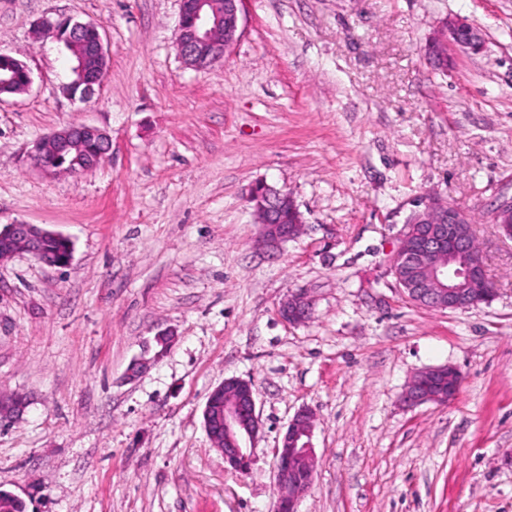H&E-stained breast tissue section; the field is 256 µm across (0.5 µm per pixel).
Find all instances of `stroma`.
I'll return each instance as SVG.
<instances>
[{"label": "stroma", "mask_w": 512, "mask_h": 512, "mask_svg": "<svg viewBox=\"0 0 512 512\" xmlns=\"http://www.w3.org/2000/svg\"><path fill=\"white\" fill-rule=\"evenodd\" d=\"M180 0H0V52L32 84L0 98V226L68 238V266L0 264V392L27 398L0 429V490L26 512H273L275 450L315 416L317 470L297 512H512V0H245L215 66L178 56ZM48 18L93 22L109 55L70 99ZM480 53L435 70L445 20ZM108 132L92 171L44 174L35 142L73 123ZM292 193L303 232L261 248L248 188ZM474 219L495 297L435 310L388 259L426 198ZM293 292L311 318L284 321ZM175 342L135 378L155 336ZM461 375L448 405L405 407L427 368ZM253 384L262 431L246 473L203 424L208 394ZM437 46H436V45ZM428 45L431 48L438 47L442 54H447L448 48L468 53H478L482 49L480 34L471 23L466 20L446 21L437 36L432 38ZM427 56L438 64L448 65V56L433 50H426Z\"/></svg>", "instance_id": "1"}]
</instances>
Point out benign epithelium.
<instances>
[{"label": "benign epithelium", "mask_w": 512, "mask_h": 512, "mask_svg": "<svg viewBox=\"0 0 512 512\" xmlns=\"http://www.w3.org/2000/svg\"><path fill=\"white\" fill-rule=\"evenodd\" d=\"M243 0H181V13L176 32L179 56L185 65L206 68L222 59L241 34ZM38 32L64 45L76 57L72 66L74 80L68 93L81 99L101 85L107 66V53L100 32L101 25L82 22H36ZM428 45L445 54L448 48L468 53L482 49L480 34L466 20H450L443 24ZM0 97L22 92L32 83L31 73L20 59L0 53ZM91 147L96 152L78 172L99 166L111 150L108 133L85 123L57 130L36 143L31 154L33 164L53 171L48 157L60 158L76 149ZM248 202L253 204L255 223L260 225V243L276 247L299 234L300 225L283 224L281 217L301 218L292 194L268 184L251 188ZM512 216V197L499 200L493 219L498 221L501 235L512 239V227L500 222ZM419 223L407 224L397 248L389 258L390 271L409 300L441 310L465 309L475 303V289L488 282L486 267L479 255L473 226L465 211L430 200L417 212ZM47 238L60 235L34 224H5L0 227V262L19 251L38 258L40 245ZM280 316L289 323H303L312 314L311 302L302 293H291L279 308ZM460 376L455 367L444 365L416 374L403 396L409 407L424 403L447 405L456 399ZM25 402L15 394H0V424L7 425L19 417ZM204 427L214 447L224 454V461L234 470L244 472L252 462V448L262 426L256 413V390L252 383L239 378L224 379V384L207 396L203 410ZM312 410L303 407L288 423L277 449L274 466L277 505L284 512H296L298 498L311 483L295 479L299 472L314 476L316 453L313 443Z\"/></svg>", "instance_id": "1"}]
</instances>
